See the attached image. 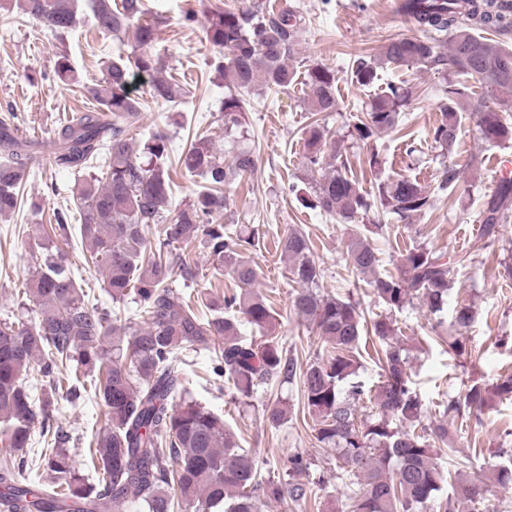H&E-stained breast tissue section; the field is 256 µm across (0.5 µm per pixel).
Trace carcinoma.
Wrapping results in <instances>:
<instances>
[{
	"label": "carcinoma",
	"mask_w": 512,
	"mask_h": 512,
	"mask_svg": "<svg viewBox=\"0 0 512 512\" xmlns=\"http://www.w3.org/2000/svg\"><path fill=\"white\" fill-rule=\"evenodd\" d=\"M497 0H402V14L427 33L423 38L389 41L379 59L356 61L352 82L371 87L379 81L378 65L416 64L444 67L449 72L432 129V141L452 155L461 125L458 99L466 86L460 74L474 79L482 92L470 91V110L478 115L482 139L512 141V49L491 44L473 30L496 25ZM95 26L102 32L130 36L133 58L114 62L105 79L90 89L98 109L75 112L53 131L54 149L46 154L35 140L19 137L10 119H0V219L21 203L20 190L31 172L57 166L86 173L73 196L80 213L78 231L85 243L83 258L103 275L106 307L89 301L61 249L49 248L47 229L34 225L30 236L35 272L28 280L32 306L15 321L0 322V512H261L268 503L307 500L310 487L301 476L311 462L300 452L288 456L281 473L260 482L256 459L241 448L219 415L196 401L186 386L182 365L185 350L218 347L212 374L248 403L260 389L277 381L299 378L302 411L314 422L316 440L333 452L336 468L312 478L326 487L350 478L357 485L350 512H498L484 496V481L445 474L434 447L448 441V420L475 418L492 408L489 394L512 400V374L502 375L492 389L479 383L464 394L441 400L439 417L424 425L426 407L412 387L409 356L388 317L367 321L359 303L324 293L323 269L312 258L313 243L290 229L275 243L299 286L293 296L294 314L322 340V350L300 369L275 334L278 322L268 299L255 290L258 272L248 253L256 247L259 229L242 235L216 216L224 212V187L253 174L250 150L230 148L232 160L219 156L206 139L190 142L182 156L185 170L203 179L193 202L169 209L171 177L165 159L166 136L146 141L133 133L139 101L134 82L151 77L150 95L175 103L184 95L178 81L161 74L152 53L156 22L145 16L143 0H87ZM78 0H21L20 8L44 28L63 34L76 24ZM303 16L291 10L267 14L261 7L247 11L217 10L205 26L208 41L228 51L214 69L231 78L234 90L224 96V126L245 123L246 100L255 90L286 88L297 81L289 61L295 54V34ZM448 43V55L438 51ZM59 81L74 80L69 58L55 63ZM336 71L310 65L304 72L309 107L314 113L336 110ZM414 94L405 82L389 84L372 99L352 126L350 136L365 142L399 126L403 109ZM302 157L311 172L321 173L313 198L305 207L319 209L345 224L395 215L405 221L429 210L431 194L417 180L402 177L365 191L349 176L348 150L331 148L330 170L324 171L328 145L325 128L314 119L303 130ZM512 210V178L500 180L485 203L481 236L488 244L499 240L501 224ZM159 225L155 242L144 228ZM206 250L218 267L228 266L232 291L198 300L175 298L171 283L193 278L192 251ZM347 259L389 312L420 301L433 313L448 308V265L469 262L467 255L448 256L423 244L406 251L395 271L376 273L377 250L366 237L348 245ZM137 304L140 321L121 314L128 298ZM474 319L472 306L458 303L452 326L462 330ZM248 325L254 336H245ZM373 333L381 380L375 385L356 381L359 345ZM457 357L466 354L460 336L436 333ZM91 376L90 395L105 409V425L89 451L96 476L81 472L65 448L70 436L55 412L59 400L70 406L82 398L77 382ZM371 405L360 413L359 405ZM268 422L276 427L288 420V402L265 405ZM44 439L36 470L47 479L28 477L32 436ZM508 463L494 466L486 476L503 489H512V453ZM448 483L447 498L438 496Z\"/></svg>",
	"instance_id": "cac0c4a2"
}]
</instances>
